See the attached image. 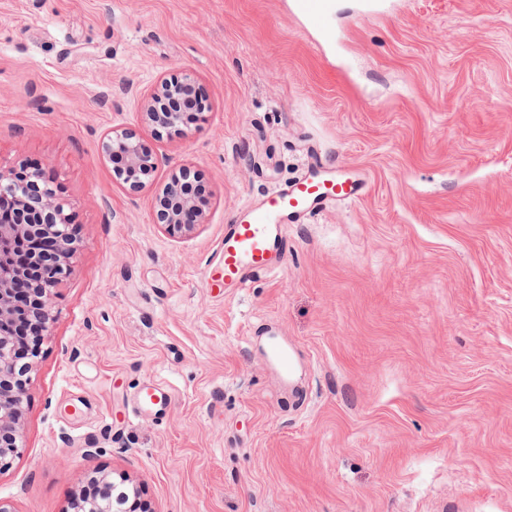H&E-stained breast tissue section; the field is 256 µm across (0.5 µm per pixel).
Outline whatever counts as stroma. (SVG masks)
<instances>
[{"instance_id":"35a3bbf8","label":"stroma","mask_w":512,"mask_h":512,"mask_svg":"<svg viewBox=\"0 0 512 512\" xmlns=\"http://www.w3.org/2000/svg\"><path fill=\"white\" fill-rule=\"evenodd\" d=\"M335 3L325 37L290 0H0V170L47 166L79 239L12 512H66L95 471L153 512H512V0ZM184 73L206 108L156 132ZM116 131L156 159L144 189L112 178ZM312 155L367 195L289 225L277 273L204 287L233 213ZM183 169L206 222L171 235ZM145 379L163 421L131 410ZM177 91H179V94H176ZM183 95L184 100L181 109ZM188 99L196 102L192 81L186 74L172 77L169 80L164 79L158 92L153 95L152 103L147 106L144 113L157 131L159 128H173L183 124L188 114H190L184 107V102ZM170 400L169 391L155 380L139 383L130 395L133 412L138 415L149 416L156 406L163 405Z\"/></svg>"}]
</instances>
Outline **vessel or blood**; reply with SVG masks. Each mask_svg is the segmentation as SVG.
Instances as JSON below:
<instances>
[{
  "instance_id": "1",
  "label": "vessel or blood",
  "mask_w": 512,
  "mask_h": 512,
  "mask_svg": "<svg viewBox=\"0 0 512 512\" xmlns=\"http://www.w3.org/2000/svg\"><path fill=\"white\" fill-rule=\"evenodd\" d=\"M292 9L312 27L327 31L331 0H292ZM362 188L348 178L324 170L320 175L304 174L292 183L266 192L231 218L224 230L223 261L211 271L208 286L243 287L254 276L281 268L288 257V222L310 218L318 207L337 200L355 199ZM171 395L159 382L144 381L130 395L133 411L148 415L156 406L169 402Z\"/></svg>"
}]
</instances>
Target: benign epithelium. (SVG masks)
I'll use <instances>...</instances> for the list:
<instances>
[{
	"label": "benign epithelium",
	"mask_w": 512,
	"mask_h": 512,
	"mask_svg": "<svg viewBox=\"0 0 512 512\" xmlns=\"http://www.w3.org/2000/svg\"><path fill=\"white\" fill-rule=\"evenodd\" d=\"M183 98L196 99L188 76L163 80L146 108V118L157 129L184 123L188 112L181 108ZM103 152L115 162V180L133 188L152 181L155 158L133 135L112 133L103 144ZM7 197L27 209L28 223L0 224V240L27 238L38 249L29 253L24 269L0 266V473L18 454L28 360L38 354L35 337L18 336L14 324L24 318L36 325L38 335L48 331L53 321V299L70 272L76 242L58 186L45 168L29 166L0 172V198ZM157 202L160 223L171 231L190 233L205 223L204 201L185 193L182 181L175 176ZM118 477L119 481L112 483V508L101 506L95 497L83 496L72 501V512H150L140 490L127 486V475L120 473Z\"/></svg>",
	"instance_id": "7a95c632"
}]
</instances>
